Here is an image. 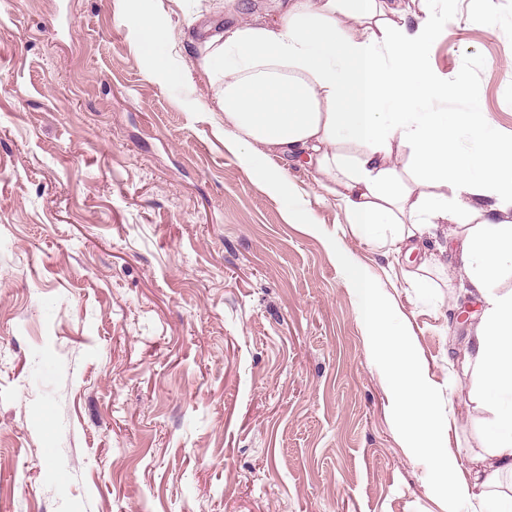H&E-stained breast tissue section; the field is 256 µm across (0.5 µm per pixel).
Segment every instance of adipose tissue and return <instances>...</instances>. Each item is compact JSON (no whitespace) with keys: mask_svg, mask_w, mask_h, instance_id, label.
Wrapping results in <instances>:
<instances>
[{"mask_svg":"<svg viewBox=\"0 0 512 512\" xmlns=\"http://www.w3.org/2000/svg\"><path fill=\"white\" fill-rule=\"evenodd\" d=\"M137 2L127 21L140 50L157 72L177 74L164 51L168 32L149 0ZM433 2L417 0L411 11L396 0H269L264 17L241 10L209 35L201 67L210 109L224 115L225 149L263 175L288 217L298 216V202L284 186L299 165L314 167L352 228L379 246L411 252L417 239L454 225L468 286L483 303L470 346L490 414L487 450L466 463L448 446L446 406L395 315L344 249L333 251L362 299L369 349L389 365L387 392L406 441L447 476L465 512H512V494L496 489L512 478V289L501 286L512 274V143L487 121L427 107L448 93L428 62L440 24ZM463 128L468 151L456 147ZM398 145L412 150L404 178L393 164Z\"/></svg>","mask_w":512,"mask_h":512,"instance_id":"1","label":"adipose tissue"}]
</instances>
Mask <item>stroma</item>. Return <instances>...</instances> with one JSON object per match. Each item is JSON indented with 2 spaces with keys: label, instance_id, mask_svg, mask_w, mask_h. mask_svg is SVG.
Segmentation results:
<instances>
[{
  "label": "stroma",
  "instance_id": "1",
  "mask_svg": "<svg viewBox=\"0 0 512 512\" xmlns=\"http://www.w3.org/2000/svg\"><path fill=\"white\" fill-rule=\"evenodd\" d=\"M436 0L434 109L512 140V0ZM130 0H0V512H448L404 448L340 243L366 272L456 424L488 417L468 360L476 297L458 247L357 235L316 174L279 196L224 147L211 89L161 77ZM232 0H151L179 67ZM319 225V233L308 225Z\"/></svg>",
  "mask_w": 512,
  "mask_h": 512
}]
</instances>
